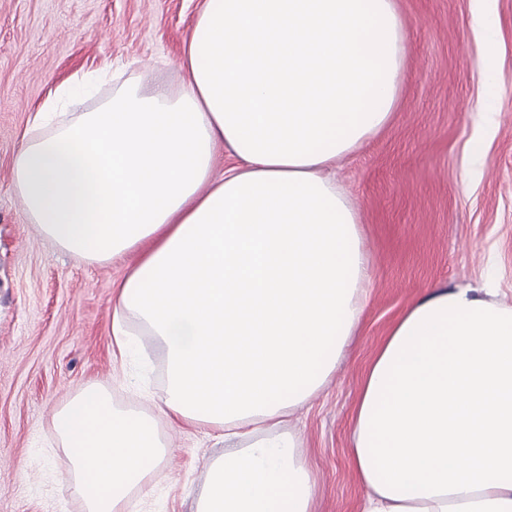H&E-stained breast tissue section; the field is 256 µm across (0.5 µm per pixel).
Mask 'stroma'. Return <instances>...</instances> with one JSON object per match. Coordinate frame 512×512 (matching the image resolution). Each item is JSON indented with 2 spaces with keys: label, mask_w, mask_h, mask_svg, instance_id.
<instances>
[{
  "label": "stroma",
  "mask_w": 512,
  "mask_h": 512,
  "mask_svg": "<svg viewBox=\"0 0 512 512\" xmlns=\"http://www.w3.org/2000/svg\"><path fill=\"white\" fill-rule=\"evenodd\" d=\"M205 0H0V512H86L53 415L89 385L115 409L152 418L168 453L133 512H194L223 439L171 424L155 402L164 354L151 337L120 357L111 343L115 285L136 261L78 260L43 238L14 192L12 163L34 113L74 74L110 67L82 100L95 109L120 84L152 74L178 87V58ZM499 22L495 49L475 23ZM410 60L393 123L337 175L365 233L370 281L362 323L325 386L288 417L316 480L313 512H359L351 420L364 372L391 326L427 289L488 288L512 306V0H396ZM497 61V126L481 176L468 142L484 133L476 64Z\"/></svg>",
  "instance_id": "1"
}]
</instances>
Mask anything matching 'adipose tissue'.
Masks as SVG:
<instances>
[{
    "label": "adipose tissue",
    "instance_id": "adipose-tissue-1",
    "mask_svg": "<svg viewBox=\"0 0 512 512\" xmlns=\"http://www.w3.org/2000/svg\"><path fill=\"white\" fill-rule=\"evenodd\" d=\"M408 38L395 0H206L172 90L142 76L25 136L13 164L41 234L91 263L138 252L112 337L161 345L157 407L224 432L196 512H312L282 419L319 391L369 279L357 210L328 173L393 121ZM237 166L214 174L217 144ZM90 512H127L167 448L90 386L53 416ZM351 459L362 512H512V307L418 296L362 381Z\"/></svg>",
    "mask_w": 512,
    "mask_h": 512
}]
</instances>
